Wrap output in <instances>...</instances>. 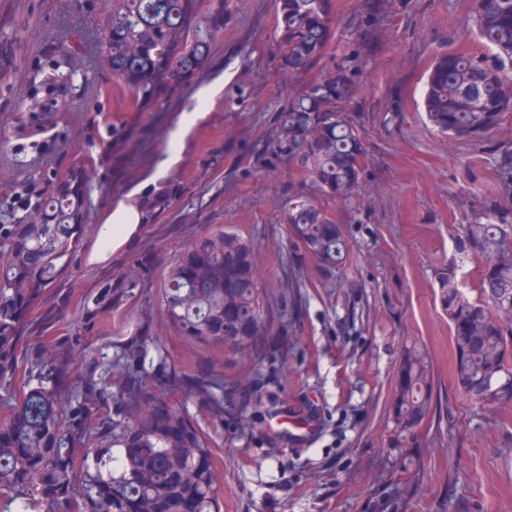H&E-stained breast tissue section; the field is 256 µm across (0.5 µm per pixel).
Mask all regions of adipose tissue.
Returning <instances> with one entry per match:
<instances>
[{
	"label": "adipose tissue",
	"mask_w": 512,
	"mask_h": 512,
	"mask_svg": "<svg viewBox=\"0 0 512 512\" xmlns=\"http://www.w3.org/2000/svg\"><path fill=\"white\" fill-rule=\"evenodd\" d=\"M143 225L140 208L122 202L112 206L105 213L97 236L86 246L89 264L98 266L110 262L113 254L139 237Z\"/></svg>",
	"instance_id": "adipose-tissue-1"
}]
</instances>
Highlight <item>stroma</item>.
<instances>
[{
  "label": "stroma",
  "mask_w": 512,
  "mask_h": 512,
  "mask_svg": "<svg viewBox=\"0 0 512 512\" xmlns=\"http://www.w3.org/2000/svg\"><path fill=\"white\" fill-rule=\"evenodd\" d=\"M230 16L197 72L177 92L160 89L141 105L130 88L112 89L111 143L91 121L92 96L58 115L69 151L53 167L73 171L81 152L90 176L76 183L85 200L84 240H91L113 204L146 211L138 239L89 265L85 249L63 262L52 282L26 292L13 333L25 352L38 337L58 339L57 354L77 372L82 359L133 336L154 337L170 364L186 374L234 373L250 352L224 354L186 339L165 315V266L200 236L232 228L255 245V275L272 306L288 293L286 215L291 197L318 202L347 230L345 288L306 279L292 293V324L269 325L261 370L270 403L213 425L194 398L189 414L210 436L223 512H512V402L479 405L451 372L448 317L437 273L448 264L466 293L479 275L457 249L456 228L495 186V146L512 145V118L485 139L461 142L438 132L421 106L424 72L460 46L485 52L474 34L473 0H338L328 52L293 77L279 74L281 46L273 0H228ZM377 25L363 31L371 10ZM103 15L68 0H0V128L16 124L33 61L74 42L92 76L109 73L102 50ZM358 70L348 112L364 136V175L346 201L323 196L294 168H251L273 116L300 86L345 58ZM246 86L237 97L238 86ZM201 111L185 133L177 161L167 147L183 114ZM118 293L95 304L104 286ZM427 350L439 409L415 434L398 436L390 414L399 356L406 340ZM304 416L302 444L274 432L276 420Z\"/></svg>",
  "instance_id": "stroma-1"
}]
</instances>
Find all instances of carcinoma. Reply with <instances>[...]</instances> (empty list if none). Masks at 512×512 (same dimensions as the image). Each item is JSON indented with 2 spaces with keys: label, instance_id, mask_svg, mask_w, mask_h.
Listing matches in <instances>:
<instances>
[{
  "label": "carcinoma",
  "instance_id": "1",
  "mask_svg": "<svg viewBox=\"0 0 512 512\" xmlns=\"http://www.w3.org/2000/svg\"><path fill=\"white\" fill-rule=\"evenodd\" d=\"M199 0H112L110 81L124 82L148 100L160 84L180 87L207 44L224 28L226 0H216L208 23L187 25ZM282 66L304 69L329 49L335 0H275ZM475 27L489 53L468 48L441 55L429 68L424 109L454 140H479L512 114V0H475ZM61 60L32 77L37 96L55 97ZM356 70L345 60L306 83L278 112L271 134L249 160L254 169L291 166L309 174L321 193L345 200L363 175V138L347 112ZM19 143L14 160L64 146ZM497 199L484 201L457 239L478 260L477 298L460 288L457 269L437 274L439 301L448 314L457 385L480 402L512 401V146L495 149ZM42 170L0 207V276L12 295L0 297V378L10 381L18 362L6 332L25 291L48 284L56 262L73 254L83 201L48 192ZM293 245L319 259L312 275L341 288L348 252L345 231L320 205L299 200L288 209ZM254 244L219 230L198 238L168 268L161 299L168 320L185 338L226 353L266 350L272 309L255 285ZM115 382L87 363L77 392L68 396L62 375L43 345L25 367L26 382L12 414L0 419V512H221L211 481L213 454L206 434L178 397L181 375L152 338L136 336L120 348ZM213 423L248 399L260 404L259 371L211 373L191 385ZM435 379L417 341L403 347L390 410L395 430L411 434L430 422ZM132 417L136 425L127 424Z\"/></svg>",
  "mask_w": 512,
  "mask_h": 512
}]
</instances>
